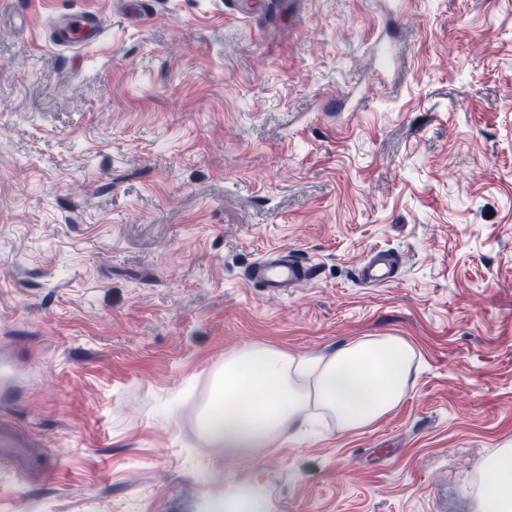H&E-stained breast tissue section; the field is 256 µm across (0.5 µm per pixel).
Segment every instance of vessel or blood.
<instances>
[{"label": "vessel or blood", "instance_id": "b4317fda", "mask_svg": "<svg viewBox=\"0 0 512 512\" xmlns=\"http://www.w3.org/2000/svg\"><path fill=\"white\" fill-rule=\"evenodd\" d=\"M101 35V22L97 12L82 10L58 16L53 25L51 41L66 49H82L95 44ZM396 259L377 252L367 258L358 269L363 284L379 285L392 281L397 275ZM318 267L293 255L273 250L257 260L249 269L247 278L276 294H287L289 289L303 283L315 282Z\"/></svg>", "mask_w": 512, "mask_h": 512}]
</instances>
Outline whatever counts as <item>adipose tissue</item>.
Wrapping results in <instances>:
<instances>
[{"mask_svg": "<svg viewBox=\"0 0 512 512\" xmlns=\"http://www.w3.org/2000/svg\"><path fill=\"white\" fill-rule=\"evenodd\" d=\"M415 351L401 336H379L329 355L302 358L252 345L229 352L201 416L207 440L228 455L276 448L329 415L337 432L363 429L396 408L412 380ZM471 484L479 512H512V440L482 458Z\"/></svg>", "mask_w": 512, "mask_h": 512, "instance_id": "adipose-tissue-1", "label": "adipose tissue"}]
</instances>
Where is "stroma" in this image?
<instances>
[{
  "label": "stroma",
  "mask_w": 512,
  "mask_h": 512,
  "mask_svg": "<svg viewBox=\"0 0 512 512\" xmlns=\"http://www.w3.org/2000/svg\"><path fill=\"white\" fill-rule=\"evenodd\" d=\"M149 2L0 0V512H207L239 480L264 512H475L512 439V0ZM87 9L100 44L53 46ZM273 249L319 280L247 282ZM378 250L398 275L364 285ZM378 336L418 367L374 424L203 435L226 352Z\"/></svg>",
  "instance_id": "stroma-1"
}]
</instances>
